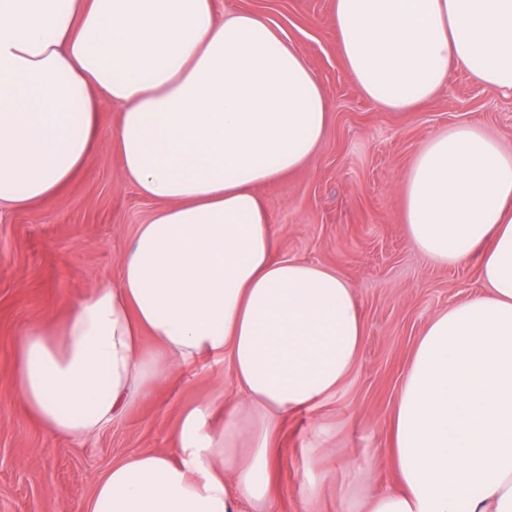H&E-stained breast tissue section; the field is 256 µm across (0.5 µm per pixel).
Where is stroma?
Instances as JSON below:
<instances>
[{"mask_svg": "<svg viewBox=\"0 0 512 512\" xmlns=\"http://www.w3.org/2000/svg\"><path fill=\"white\" fill-rule=\"evenodd\" d=\"M218 13L263 16L318 76L332 119L317 155L261 187L282 256L338 269L365 323L348 380L319 405L282 418L275 439L274 512H340L349 500L398 484L390 422L412 352L428 322L483 291L478 256L441 265L412 244L404 177L437 133L474 125L512 150V92L451 68L444 91L410 112H389L358 90L337 48L332 0H215ZM119 109L104 102L100 146L57 195L0 208V512H83L113 463L171 451L183 413L220 388L238 400L229 361L182 365L150 397L129 404L94 437L52 434L20 399L15 360L32 325L116 280L155 202L120 176L110 142ZM323 488L318 508L310 481Z\"/></svg>", "mask_w": 512, "mask_h": 512, "instance_id": "35a3bbf8", "label": "stroma"}]
</instances>
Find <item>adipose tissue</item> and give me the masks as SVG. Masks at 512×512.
<instances>
[{"label": "adipose tissue", "mask_w": 512, "mask_h": 512, "mask_svg": "<svg viewBox=\"0 0 512 512\" xmlns=\"http://www.w3.org/2000/svg\"><path fill=\"white\" fill-rule=\"evenodd\" d=\"M332 9L348 72L382 109L431 99L454 66L512 90V0ZM105 99L121 176L157 207L116 282L25 332L18 394L81 439L174 366L229 359L240 405L211 394L173 452L112 465L84 512H272L277 416L334 394L365 336L336 269L280 255L259 192L319 151L322 84L261 15L221 17L214 0H0V205L35 204L84 169ZM404 193L413 244L447 265L480 252L485 291L426 327L392 421L400 487L358 512H512V153L475 126L439 133Z\"/></svg>", "instance_id": "obj_1"}]
</instances>
